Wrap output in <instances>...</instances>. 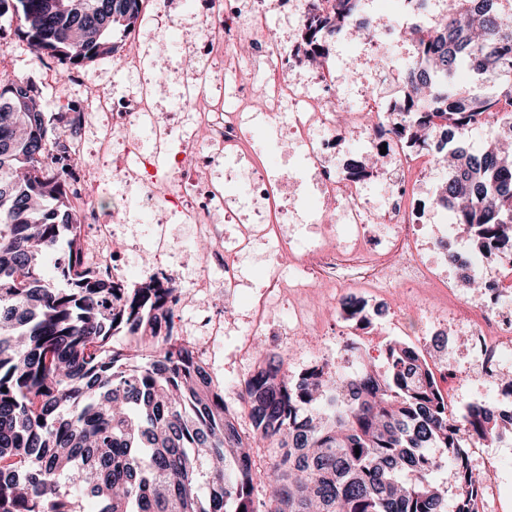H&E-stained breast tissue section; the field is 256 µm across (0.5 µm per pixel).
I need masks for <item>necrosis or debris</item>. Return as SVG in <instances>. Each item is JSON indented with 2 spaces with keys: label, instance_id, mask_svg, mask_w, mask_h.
Returning a JSON list of instances; mask_svg holds the SVG:
<instances>
[{
  "label": "necrosis or debris",
  "instance_id": "necrosis-or-debris-1",
  "mask_svg": "<svg viewBox=\"0 0 512 512\" xmlns=\"http://www.w3.org/2000/svg\"><path fill=\"white\" fill-rule=\"evenodd\" d=\"M309 0H210V7L194 46L196 54L206 57V66L193 73L191 95L197 110L193 119L181 112H165L155 92V81L144 75L139 57L123 58L122 65L137 74L133 92L110 100L90 94L73 104V118L79 127L82 141L88 142V163L75 168L68 179V190L73 206L84 223L98 227L101 259L95 265L98 274L106 279L116 276L109 254L112 233L96 209L98 182L94 161L112 156L120 177L136 184L145 207L151 212L168 211L179 222L192 225L197 237L214 238L218 224L248 223L249 228L240 242L246 250L252 240L267 244L266 261L279 268L280 256L288 248L287 224L291 218L281 213L277 230L267 226L268 204L282 183L268 179L259 165L253 163L241 148L255 119L248 107L253 98L255 82L238 81L228 91V103H214L204 95L210 84L224 81L223 70L214 68L226 50L240 42L251 47L249 58L262 69L277 72L273 94L263 112L268 125L278 126L282 141H297L313 171L312 177L326 198L332 219L348 225L358 235H371L372 240L359 251L327 250L311 247L306 261L320 280L336 283H370L385 288L395 282H408L419 288H434L438 282L420 259V226L403 207L408 190L407 174L411 162L390 132L389 123L369 126L351 120L350 128L362 145L366 156L383 154V179L388 194L385 201L390 223L396 231L384 236L377 223L376 208L359 189V180L348 172H336L330 164L331 147L326 135L334 128L336 115L344 104L325 95L328 71L315 72L308 67L289 69L280 75L282 46L270 31L271 15L286 14L304 19ZM405 25L394 29L382 27L374 11H362L334 32L325 33V40L353 41L355 32H362V43L379 58L373 66L374 83L366 98L369 107L388 114L403 111L404 102L398 101L394 90L399 85L397 71L385 56L391 37L401 36ZM105 114L106 126L97 123L98 114ZM149 131L151 149H144L142 131ZM236 151L235 163L245 175V187L255 206L250 220H243L240 212L226 196L221 183L208 177L218 154L224 150ZM465 277L484 275L481 252H459L452 259ZM512 273V246L501 251V267L492 275H484L487 286L485 303H460L457 310L459 327L470 338V348L480 358L485 372H496L501 364L503 338L512 337V311L500 308L498 298L505 275Z\"/></svg>",
  "mask_w": 512,
  "mask_h": 512
}]
</instances>
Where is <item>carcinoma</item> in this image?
I'll list each match as a JSON object with an SVG mask.
<instances>
[{
    "instance_id": "carcinoma-1",
    "label": "carcinoma",
    "mask_w": 512,
    "mask_h": 512,
    "mask_svg": "<svg viewBox=\"0 0 512 512\" xmlns=\"http://www.w3.org/2000/svg\"><path fill=\"white\" fill-rule=\"evenodd\" d=\"M361 0H312L301 38L326 63L323 35ZM143 0H0V21L37 55L84 68L119 59ZM409 116L391 133L406 148L446 144L452 179L439 201L479 245L512 239V160L463 144L483 127L512 140V4L454 0L411 31ZM492 78L463 95L460 72ZM63 113L44 112L29 79L0 81V512H73L62 487L98 512H480L469 448L512 426V410L448 408L429 364L406 344L379 372L324 363L294 381L276 353L244 382L254 436L274 449L268 500L247 437L194 347L173 334L180 295L151 278L123 288L84 262L81 222L56 169L80 156ZM58 288L44 259L59 246ZM123 334L135 342L111 344ZM447 468L452 491L436 472Z\"/></svg>"
}]
</instances>
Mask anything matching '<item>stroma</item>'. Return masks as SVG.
I'll use <instances>...</instances> for the list:
<instances>
[{
  "instance_id": "1",
  "label": "stroma",
  "mask_w": 512,
  "mask_h": 512,
  "mask_svg": "<svg viewBox=\"0 0 512 512\" xmlns=\"http://www.w3.org/2000/svg\"><path fill=\"white\" fill-rule=\"evenodd\" d=\"M159 35L170 47L164 59H157V45L152 41L133 44L132 50L143 56L157 84L163 85V109L187 111L182 85L167 80L185 61L183 32L179 26L166 25ZM5 50L10 60L8 73L31 79L41 88L47 114L60 112L62 100H80L77 87L47 80L45 66L26 43L14 38L8 41ZM329 54L331 67L340 72L339 79L330 84V92L354 112L363 113L365 106L360 88L348 77V65L354 62L356 50L341 41L331 44ZM86 76L90 88H101L108 95L127 94L135 82L133 73L109 58L88 66ZM277 138L274 128L258 124L252 127L248 140L250 146L260 148L259 159L271 178L284 177L294 183L296 219L288 227L292 248L282 262L280 298L263 312L258 309V301L266 290L271 270L258 252L239 258L240 269L249 283L241 294H225L224 273L216 269L210 273L209 287H197L203 255L191 228L179 224L177 217L166 216L177 249L169 257L155 255L148 237L149 215L140 206L136 187L121 180L110 165L102 164L97 168L99 212L109 219H120L124 229L114 240L118 249L116 260L121 268L119 280L125 287L133 288L147 280L149 274L160 269L166 271L181 294L173 318L174 333L201 349L209 374L223 390L225 403L237 411L243 432H250L251 425L242 412L241 387L256 369L260 361L257 350L261 347L282 355L289 377L295 379L322 361L339 366L345 342L350 337H358L361 351L379 371L386 367L387 345L404 342L427 350L430 366L454 412H462L476 401L497 400L502 389L512 381V350L503 354L505 374L481 373L466 350V341L456 330L452 311L455 301L474 300L476 292L461 285L451 290L441 288L428 292L403 284L388 290L366 285L333 289L317 282L315 272L304 264L305 246L317 242L341 248L360 245L361 240L347 235L341 225L317 223L316 198L306 185L307 163L298 149L277 147ZM445 177V171L423 155L416 156L408 176L409 197L423 206L421 256L425 259L438 255L439 236L435 229L447 226L442 209L433 202V189ZM447 228L449 245L463 243L474 247L473 235L463 227ZM351 292L362 297L367 306L368 321L360 330L342 321L336 313L339 296ZM297 306L307 310L305 324L293 322L292 311ZM470 463L474 473L485 480L482 512H512V430L504 431L500 438L473 445Z\"/></svg>"
}]
</instances>
